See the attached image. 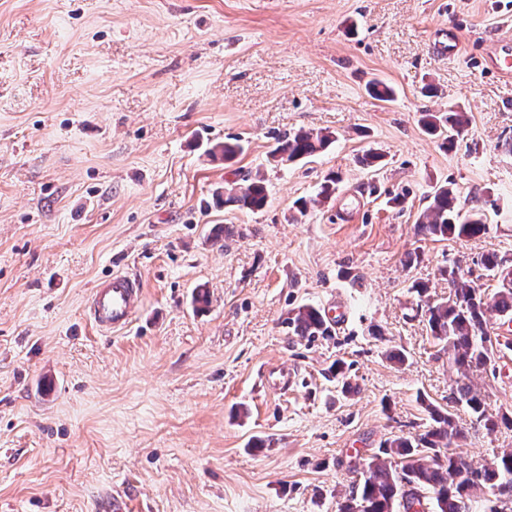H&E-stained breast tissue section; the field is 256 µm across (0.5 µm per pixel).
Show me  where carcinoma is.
<instances>
[{
	"label": "carcinoma",
	"instance_id": "1",
	"mask_svg": "<svg viewBox=\"0 0 512 512\" xmlns=\"http://www.w3.org/2000/svg\"><path fill=\"white\" fill-rule=\"evenodd\" d=\"M420 122L433 136L442 138L448 150L456 147L467 133L466 113L424 112ZM334 141L329 131L299 129L277 139L270 156L281 164L294 163L325 150ZM243 151L237 138H229L211 149L230 161ZM267 202L263 178L255 176L245 186L224 189L226 206L250 211L262 209ZM423 239L448 237L471 239L488 230L485 214L477 209L460 219L459 200L448 186H440L420 214L415 225ZM482 264L499 270V286L488 294L472 285L457 261L448 263L440 275L448 280V297L425 303L424 314L431 338L448 354V362L458 377L450 392L454 403L464 407L470 422L462 423L453 414L437 407H428L430 421L413 436H394L380 443L359 471V479L338 506V512H353V504L364 501L367 512H473L471 494L486 489L491 497L484 500L481 512H506L512 503V449L495 460L476 467L459 454L455 447L467 438L469 430L483 427L489 431L501 424L512 427V417L488 409L485 397L471 379V374L485 370L511 342H501L488 329L487 314L496 313L512 321V273H504L503 261L486 256ZM288 325L301 338L329 336L331 322L319 308L306 305L298 308Z\"/></svg>",
	"mask_w": 512,
	"mask_h": 512
}]
</instances>
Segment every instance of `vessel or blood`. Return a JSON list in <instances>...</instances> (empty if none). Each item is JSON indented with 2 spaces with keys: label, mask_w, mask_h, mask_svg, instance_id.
Returning <instances> with one entry per match:
<instances>
[{
  "label": "vessel or blood",
  "mask_w": 512,
  "mask_h": 512,
  "mask_svg": "<svg viewBox=\"0 0 512 512\" xmlns=\"http://www.w3.org/2000/svg\"><path fill=\"white\" fill-rule=\"evenodd\" d=\"M140 296V283L128 275L115 273L96 283L89 301V314L103 332L126 328Z\"/></svg>",
  "instance_id": "1"
}]
</instances>
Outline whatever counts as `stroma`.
<instances>
[{
  "label": "stroma",
  "instance_id": "stroma-1",
  "mask_svg": "<svg viewBox=\"0 0 512 512\" xmlns=\"http://www.w3.org/2000/svg\"><path fill=\"white\" fill-rule=\"evenodd\" d=\"M507 16L512 0H0V512H100L115 492L131 512H337L351 469L422 432L427 405L465 416L411 286L447 296L457 259L490 292L481 257L512 262V78L484 65L490 44L512 55ZM453 36L462 53H437ZM459 107L449 151L419 119ZM299 128L336 140L272 161ZM230 137L241 155L209 156ZM258 174L261 210L217 204ZM442 185L486 234L420 240ZM116 272L141 302L103 333L88 298ZM305 304L347 322L293 336ZM473 381L512 413V350ZM510 448L502 425L459 452Z\"/></svg>",
  "mask_w": 512,
  "mask_h": 512
}]
</instances>
